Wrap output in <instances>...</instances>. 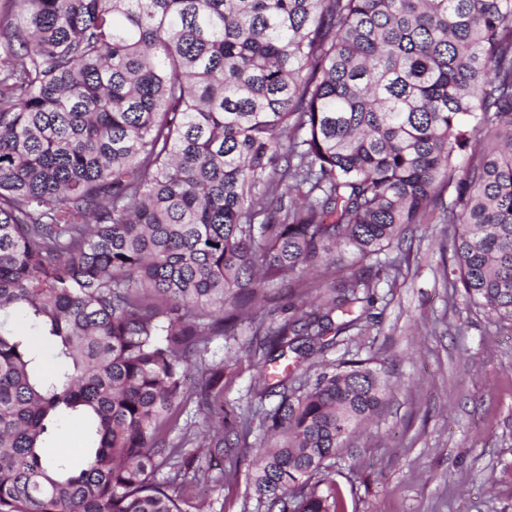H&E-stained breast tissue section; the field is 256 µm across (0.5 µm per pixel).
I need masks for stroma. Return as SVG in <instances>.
Returning <instances> with one entry per match:
<instances>
[{
	"instance_id": "stroma-1",
	"label": "stroma",
	"mask_w": 512,
	"mask_h": 512,
	"mask_svg": "<svg viewBox=\"0 0 512 512\" xmlns=\"http://www.w3.org/2000/svg\"><path fill=\"white\" fill-rule=\"evenodd\" d=\"M392 253L400 273L394 285L378 287L375 318L311 358L334 364L356 354L373 359L389 380L382 409L331 461L345 512H512V319L469 303L444 277L451 250L438 217L411 225ZM350 272L349 260L332 261L304 284L287 278L267 286L258 303L265 329L279 327L297 306L321 304L329 284ZM254 330L243 320L235 338L214 337L205 355L224 368L225 410L279 402L260 393ZM203 384L189 374L169 441L198 432ZM271 441L258 428L251 450L225 449L187 512L199 504L206 512H276L249 488L255 450ZM232 467L236 477L220 479Z\"/></svg>"
}]
</instances>
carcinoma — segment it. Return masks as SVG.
Masks as SVG:
<instances>
[{"mask_svg":"<svg viewBox=\"0 0 512 512\" xmlns=\"http://www.w3.org/2000/svg\"><path fill=\"white\" fill-rule=\"evenodd\" d=\"M0 13V512H185L224 454L223 367L261 288L361 268L254 349L304 360L369 315L443 213L444 273L512 317V0H18ZM465 154L464 164L457 159ZM448 197H443V189ZM202 424L172 446L187 365ZM240 417L250 484L342 512L327 461L384 404L349 359ZM78 419L79 468L42 448ZM166 477L159 478L161 471Z\"/></svg>","mask_w":512,"mask_h":512,"instance_id":"carcinoma-1","label":"carcinoma"}]
</instances>
